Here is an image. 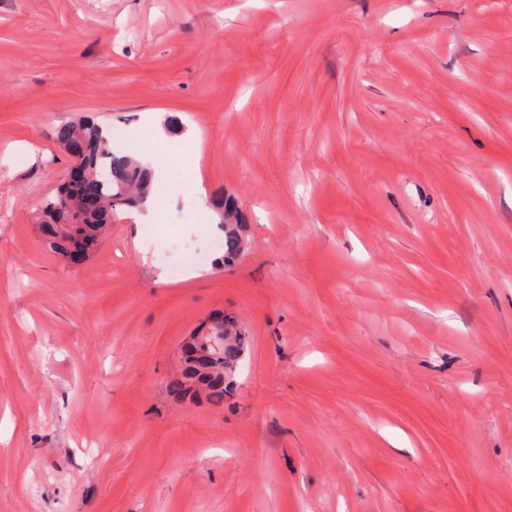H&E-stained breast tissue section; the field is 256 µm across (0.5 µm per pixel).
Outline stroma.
<instances>
[{
	"mask_svg": "<svg viewBox=\"0 0 512 512\" xmlns=\"http://www.w3.org/2000/svg\"><path fill=\"white\" fill-rule=\"evenodd\" d=\"M82 116L152 136L159 232L72 265ZM221 312L233 388L171 393ZM0 512H512V0H0ZM215 210L220 218L219 224L224 227V264L235 261L243 252L242 232L244 224H241V216L234 200L230 197L218 199ZM234 220V222H232Z\"/></svg>",
	"mask_w": 512,
	"mask_h": 512,
	"instance_id": "35a3bbf8",
	"label": "stroma"
}]
</instances>
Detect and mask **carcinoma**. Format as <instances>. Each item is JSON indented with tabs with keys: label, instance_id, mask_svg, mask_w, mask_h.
I'll use <instances>...</instances> for the list:
<instances>
[{
	"label": "carcinoma",
	"instance_id": "obj_1",
	"mask_svg": "<svg viewBox=\"0 0 512 512\" xmlns=\"http://www.w3.org/2000/svg\"><path fill=\"white\" fill-rule=\"evenodd\" d=\"M57 138L63 145L71 141L82 143L86 166L83 182L74 187L63 185L58 190V194L69 198L70 211L55 208V199L43 209L45 220L41 228L48 246L65 257L74 248L89 252L104 228L112 223L114 211L140 206L151 193L152 174L130 156L113 152L104 128L90 119L61 124ZM215 210L224 227V261L231 263L243 252L244 225L232 198L218 199ZM240 354L241 344H230L219 353L210 349L198 357L200 369L189 360L186 364L192 377L207 382L210 397L221 402L232 385Z\"/></svg>",
	"mask_w": 512,
	"mask_h": 512
}]
</instances>
